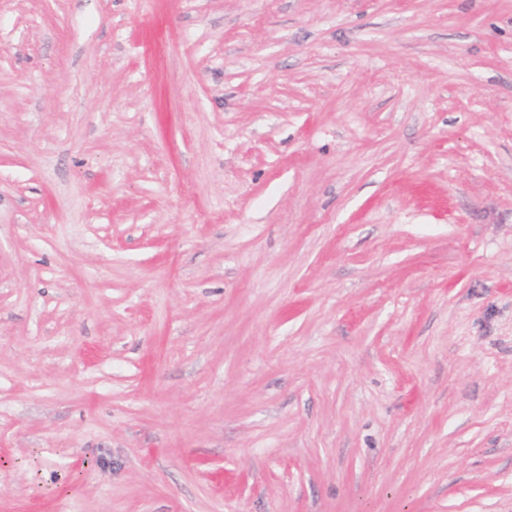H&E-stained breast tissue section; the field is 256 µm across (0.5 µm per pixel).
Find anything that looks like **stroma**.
I'll list each match as a JSON object with an SVG mask.
<instances>
[{"label": "stroma", "instance_id": "stroma-1", "mask_svg": "<svg viewBox=\"0 0 512 512\" xmlns=\"http://www.w3.org/2000/svg\"><path fill=\"white\" fill-rule=\"evenodd\" d=\"M0 512H512V0H0Z\"/></svg>", "mask_w": 512, "mask_h": 512}]
</instances>
